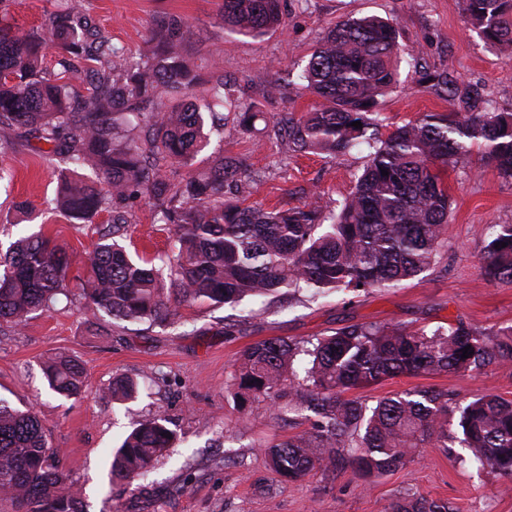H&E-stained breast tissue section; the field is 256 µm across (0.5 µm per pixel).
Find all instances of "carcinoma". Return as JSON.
<instances>
[{"label": "carcinoma", "mask_w": 512, "mask_h": 512, "mask_svg": "<svg viewBox=\"0 0 512 512\" xmlns=\"http://www.w3.org/2000/svg\"><path fill=\"white\" fill-rule=\"evenodd\" d=\"M463 15L487 44L509 50L512 0H463ZM224 29L261 38L284 27L281 0H222ZM191 27L172 18L154 30L136 61L105 38L88 32L85 0H61L37 30L0 18V156L30 136L38 151L64 164L56 198L66 216L91 221L103 212L110 224L86 254L81 285L93 316L165 323L181 318L171 306L239 303L282 288L323 293L397 284L416 277L437 256L448 223V165L478 149L512 179V112H492L480 89L446 72L414 69L418 85L456 105V112H427L395 128L384 140L368 134L379 122L377 98L396 82L398 63L416 61L402 48L396 26L375 17L336 25L311 54L291 93L318 98L305 115L272 123L288 133L296 153L333 157L372 143L371 158L336 212L318 206L287 209L245 204L249 183L233 161L195 169L208 145L213 107H229L250 133L261 114L239 102L215 70L203 80L185 59ZM58 49V70L43 68L46 47ZM93 74L82 95L63 82L74 62ZM359 121L362 127L351 123ZM190 169L175 184L167 169ZM388 175H382V172ZM231 193L235 201L225 199ZM146 194L157 223L172 233L170 253L157 268L133 260L121 203ZM506 243L504 247L495 244ZM71 264L66 249L33 233L0 251V326L22 325L68 297ZM481 269L494 281L512 282V224H500L486 245ZM468 348L463 359L461 349ZM309 356L305 384L294 363ZM512 364V325L487 333L462 320L446 327L351 324L310 345L268 339L245 349L235 371L236 396L254 403L294 390L290 410H315L311 429L268 446L275 472L290 480L314 467L347 464L367 476L395 470L424 443L457 441L493 471L512 475V401L494 393L450 406L448 393L403 392L366 410L345 394L401 376L465 374ZM49 387L66 398L86 387L83 365L66 353L43 363ZM137 384L117 377L106 388L114 400L132 397ZM161 418L139 424L112 455V482L129 484L168 454L174 438ZM37 415L0 404V508L5 512H85L80 491L58 465ZM390 512H452L446 504L407 496Z\"/></svg>", "instance_id": "obj_1"}]
</instances>
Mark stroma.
<instances>
[{"mask_svg": "<svg viewBox=\"0 0 512 512\" xmlns=\"http://www.w3.org/2000/svg\"><path fill=\"white\" fill-rule=\"evenodd\" d=\"M88 2L101 33L134 58L161 23L177 18L190 24V52L200 76L209 77L212 60H220L225 82L241 101L270 116L298 115L314 106L310 95H271L267 89L295 79L336 24L370 15L395 22L400 43L421 66L479 86L492 111L512 112V61L469 30L462 0H287L284 29L259 39L225 31L217 18L219 0ZM452 109L417 86L412 68L402 65L399 85L378 99L376 135L386 138L423 113ZM207 153L248 169V204H311L330 211L350 193L370 149L363 144L338 158L301 155L290 149L287 135L261 126L243 134L228 115L212 124ZM0 163L15 171L12 185L0 187V244L41 230L76 256L67 279L70 303L33 313L22 326L0 327V401L30 406L37 414L87 512H389L393 501L413 493L454 512H512V476L458 460L457 445L449 451L424 445L402 467L371 477L349 465L285 479L270 468L265 447L310 429L315 413L294 418L285 395L241 407L234 385L241 351L269 338L313 340L361 323L432 328L461 319L488 332L512 325V283L489 280L480 269L494 225L512 224V180L501 177L494 163L474 155L449 168L445 243L430 268L413 279L356 294L283 289L235 306L199 303L182 308L175 323L105 316L107 336L89 335L90 315L79 301L82 256L106 215L83 224L58 212L61 167L32 147L17 146ZM125 209L131 216L130 251L149 257L166 251L168 235L159 230L148 199L128 200ZM56 352L83 365L89 388L82 396L65 398L49 389L42 363ZM120 376L138 382L135 399L118 402L106 394ZM423 388L445 391L459 405L486 391L512 400V366L402 376L349 396L372 407ZM154 416L176 432L170 456L129 488L112 486L113 450Z\"/></svg>", "mask_w": 512, "mask_h": 512, "instance_id": "obj_1", "label": "stroma"}]
</instances>
